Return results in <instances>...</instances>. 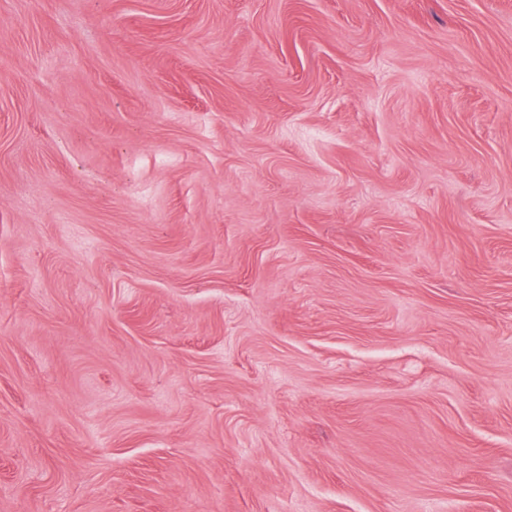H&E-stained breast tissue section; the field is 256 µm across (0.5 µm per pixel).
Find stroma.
Here are the masks:
<instances>
[{"instance_id":"35a3bbf8","label":"stroma","mask_w":512,"mask_h":512,"mask_svg":"<svg viewBox=\"0 0 512 512\" xmlns=\"http://www.w3.org/2000/svg\"><path fill=\"white\" fill-rule=\"evenodd\" d=\"M0 512H512V0H0Z\"/></svg>"}]
</instances>
